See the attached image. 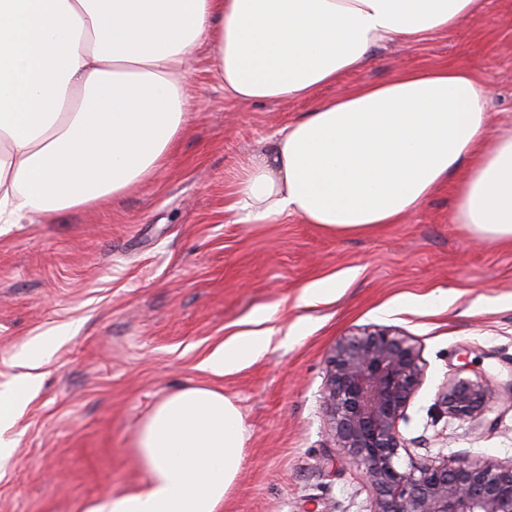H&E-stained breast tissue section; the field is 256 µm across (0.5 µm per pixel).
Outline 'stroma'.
<instances>
[{
	"label": "stroma",
	"instance_id": "stroma-1",
	"mask_svg": "<svg viewBox=\"0 0 512 512\" xmlns=\"http://www.w3.org/2000/svg\"><path fill=\"white\" fill-rule=\"evenodd\" d=\"M447 62L488 80L494 129L512 126V0H485L480 16L419 45L374 49L310 99L229 100L200 45L187 123L155 177L93 207L0 224V394L25 374V345L54 343L6 434L0 512H86L137 491L138 429L187 385L224 392L249 434L224 512H372L374 493L333 442L323 406L337 341L366 329L411 337L424 363L401 464L512 459V398L499 396L484 421L438 413L460 366L512 382V245L452 223V185L405 223L349 235L294 217L240 224L227 208L239 164L314 103ZM331 277L334 298L300 302ZM265 306L278 309L265 356L228 376L198 370Z\"/></svg>",
	"mask_w": 512,
	"mask_h": 512
}]
</instances>
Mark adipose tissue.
Returning <instances> with one entry per match:
<instances>
[{
  "mask_svg": "<svg viewBox=\"0 0 512 512\" xmlns=\"http://www.w3.org/2000/svg\"><path fill=\"white\" fill-rule=\"evenodd\" d=\"M484 0H0V223L93 206L152 178L188 112L185 65L211 46L226 98L311 96L385 43H422L476 18ZM490 86L452 63L398 71L319 102L236 172L244 224L287 217L333 233L398 224L450 175L453 221L512 243V132L493 134ZM276 307L216 347L201 371L230 375L264 356ZM0 396V434L34 371ZM247 442L241 411L213 389L164 396L135 453L147 479L88 512H223Z\"/></svg>",
  "mask_w": 512,
  "mask_h": 512,
  "instance_id": "1",
  "label": "adipose tissue"
}]
</instances>
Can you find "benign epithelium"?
I'll use <instances>...</instances> for the list:
<instances>
[{"mask_svg": "<svg viewBox=\"0 0 512 512\" xmlns=\"http://www.w3.org/2000/svg\"><path fill=\"white\" fill-rule=\"evenodd\" d=\"M464 371L442 387L440 404L451 419L475 420L491 411L497 385ZM422 375L420 350L387 330L341 338L329 361L324 404L332 439L373 488L372 512H512V460L399 464L400 424Z\"/></svg>", "mask_w": 512, "mask_h": 512, "instance_id": "obj_1", "label": "benign epithelium"}]
</instances>
